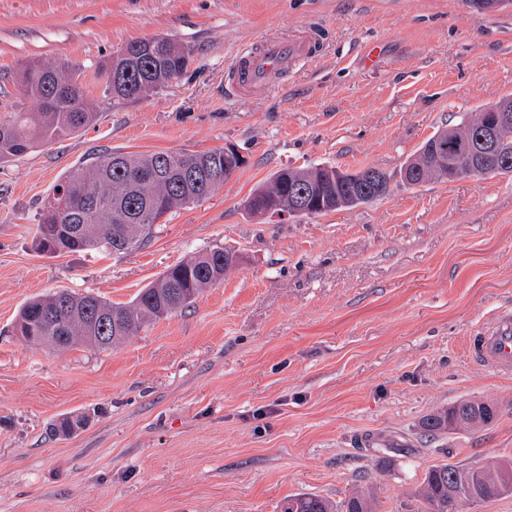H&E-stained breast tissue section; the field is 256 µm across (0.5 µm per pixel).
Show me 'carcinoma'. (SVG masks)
I'll return each mask as SVG.
<instances>
[{"label":"carcinoma","instance_id":"carcinoma-1","mask_svg":"<svg viewBox=\"0 0 512 512\" xmlns=\"http://www.w3.org/2000/svg\"><path fill=\"white\" fill-rule=\"evenodd\" d=\"M153 38H137L123 45L124 57L112 72L102 69L106 92L112 106L136 102L151 91L163 88L183 74L181 58L153 50ZM77 83L69 97H54L58 85ZM20 92L27 107L0 116V162L19 157L36 148L70 137L90 126L97 113L90 108V86L86 71L67 60L27 61L21 70ZM512 108L506 99L449 129L430 136L402 167V183L418 186L442 182L438 174L443 161H456L478 130L485 112ZM495 155L512 162V127L499 133ZM244 159L225 149L200 152L176 151L128 153L112 150L70 170L57 184L65 206L43 214L35 234L42 253L97 252L116 254L141 247L148 241L154 224L166 214L196 204L224 186V172L236 171ZM380 181L336 183V167L318 165L288 168V177L275 172L251 193L246 208L250 216L262 217L289 201L290 188L304 184L313 200L330 206L307 212L314 216L338 209H350L386 196L389 176L378 172ZM238 261L226 248H209L168 268L157 280L128 303H109L93 294L59 292L38 296L27 302L16 321L17 335L32 344L59 348L82 346L108 349L144 326L167 318L189 305L202 291L221 283L224 273ZM95 335L110 336L109 344H91L81 339L86 328ZM492 405L462 401L423 419L425 433L434 436L460 426H479L494 419ZM84 418L63 417L52 427L55 434L70 437L83 428ZM512 472V460L500 459L476 470L470 465L443 463L424 473L419 489L424 512H458L468 503H490L500 498L498 481ZM280 512H375V499L352 494L338 503L299 493L286 498Z\"/></svg>","mask_w":512,"mask_h":512}]
</instances>
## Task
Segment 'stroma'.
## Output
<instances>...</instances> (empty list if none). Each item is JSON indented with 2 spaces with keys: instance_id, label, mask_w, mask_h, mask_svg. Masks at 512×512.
<instances>
[{
  "instance_id": "obj_1",
  "label": "stroma",
  "mask_w": 512,
  "mask_h": 512,
  "mask_svg": "<svg viewBox=\"0 0 512 512\" xmlns=\"http://www.w3.org/2000/svg\"><path fill=\"white\" fill-rule=\"evenodd\" d=\"M318 25L283 89L227 94L263 35ZM165 35L190 66L140 101L95 88V123L0 164V512H280L308 493L373 492L419 512L425 471L512 459V376L469 338L512 310V174L408 186L438 129L512 98V8L462 0H0V114L23 105L28 60L94 71L131 39ZM379 41L373 66L365 46ZM232 146L245 163L121 254L37 253L59 179L104 152ZM372 167L388 196L315 217H249L280 168ZM225 247L240 264L188 308L105 350L34 345L22 305L55 291L127 303L168 267ZM484 400L496 421L425 437L422 419ZM66 415L81 432L52 435Z\"/></svg>"
}]
</instances>
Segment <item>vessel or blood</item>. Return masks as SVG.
<instances>
[{
	"label": "vessel or blood",
	"instance_id": "vessel-or-blood-1",
	"mask_svg": "<svg viewBox=\"0 0 512 512\" xmlns=\"http://www.w3.org/2000/svg\"><path fill=\"white\" fill-rule=\"evenodd\" d=\"M315 41V30L307 26L285 37H261L240 49L229 66L228 93L259 96L278 90L286 75L312 58ZM469 353L479 365L511 374L512 314L502 313L487 332L470 337Z\"/></svg>",
	"mask_w": 512,
	"mask_h": 512
}]
</instances>
